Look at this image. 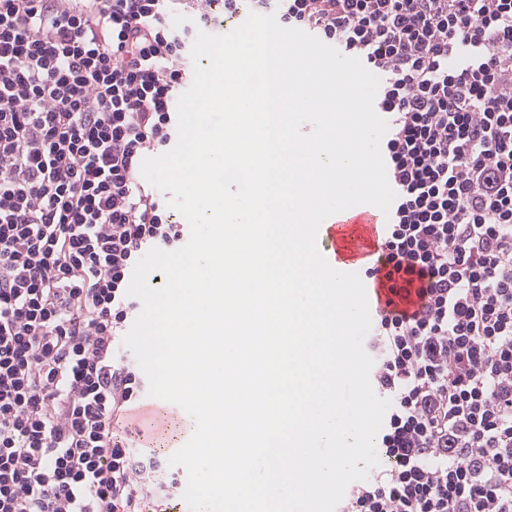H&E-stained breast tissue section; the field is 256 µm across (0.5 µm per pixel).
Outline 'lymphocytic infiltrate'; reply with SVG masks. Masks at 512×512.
<instances>
[{
    "mask_svg": "<svg viewBox=\"0 0 512 512\" xmlns=\"http://www.w3.org/2000/svg\"><path fill=\"white\" fill-rule=\"evenodd\" d=\"M237 8L0 0V512H173L120 343L135 264L184 227L140 164L177 135L198 32ZM251 8L358 58L388 124L396 198L363 274L393 295L364 342L391 405L340 512H512V0Z\"/></svg>",
    "mask_w": 512,
    "mask_h": 512,
    "instance_id": "1",
    "label": "lymphocytic infiltrate"
}]
</instances>
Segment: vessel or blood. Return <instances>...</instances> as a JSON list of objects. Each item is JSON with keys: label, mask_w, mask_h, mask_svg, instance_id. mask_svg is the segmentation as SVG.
Listing matches in <instances>:
<instances>
[{"label": "vessel or blood", "mask_w": 512, "mask_h": 512, "mask_svg": "<svg viewBox=\"0 0 512 512\" xmlns=\"http://www.w3.org/2000/svg\"><path fill=\"white\" fill-rule=\"evenodd\" d=\"M383 222V212L368 204L331 215L319 229V249L332 267L353 271L356 265L376 256ZM167 406V401L150 397L134 410L133 416L139 423L152 428L157 426L158 415Z\"/></svg>", "instance_id": "1"}]
</instances>
